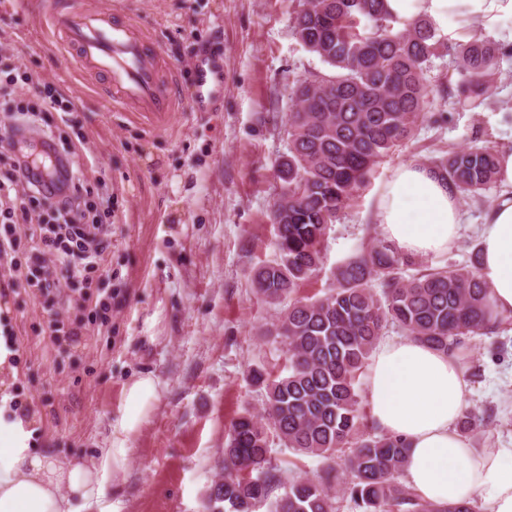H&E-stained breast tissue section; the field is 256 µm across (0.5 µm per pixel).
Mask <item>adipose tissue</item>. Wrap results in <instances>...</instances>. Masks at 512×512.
<instances>
[{
  "label": "adipose tissue",
  "instance_id": "adipose-tissue-1",
  "mask_svg": "<svg viewBox=\"0 0 512 512\" xmlns=\"http://www.w3.org/2000/svg\"><path fill=\"white\" fill-rule=\"evenodd\" d=\"M393 16L432 20L438 36L455 41L480 25L494 30L512 15V0H384ZM503 192L480 231L479 273L494 307L512 311V150L498 153ZM381 236L416 257L447 251L461 230V202L427 165L396 167L381 188L374 214ZM371 420L409 445L405 481L437 505L479 502L484 512H512V447L476 448L458 429L469 385L456 359L408 337H389L375 348L368 368ZM159 400L149 373L125 387L124 406L112 425L109 447L90 460H59L38 452L33 431L10 395L0 396V512H119L110 476L130 461L127 443Z\"/></svg>",
  "mask_w": 512,
  "mask_h": 512
}]
</instances>
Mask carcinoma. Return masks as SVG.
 I'll use <instances>...</instances> for the list:
<instances>
[{"instance_id":"obj_1","label":"carcinoma","mask_w":512,"mask_h":512,"mask_svg":"<svg viewBox=\"0 0 512 512\" xmlns=\"http://www.w3.org/2000/svg\"><path fill=\"white\" fill-rule=\"evenodd\" d=\"M294 31L300 44L333 69L291 85L288 155L281 173L288 194L274 205L277 255L253 274L255 293L280 307L263 332L284 346V371H249L263 391L264 415L249 411L230 426L224 483L210 512H477V506L429 503L402 481L407 443L368 429L359 383L390 325L435 350L459 354L473 341L512 325L494 310L478 262L432 266L373 238L336 265L320 297L298 295L322 264L329 226L383 160L407 144L425 118L426 70L445 42L424 18L387 14L382 0H307ZM458 79L447 95L461 109L483 108L501 44L475 32L454 48ZM490 146L441 154L432 166L460 198L495 187ZM483 414L468 409L460 429L474 434ZM279 442L322 465L315 478L274 463ZM346 472L336 489V461Z\"/></svg>"}]
</instances>
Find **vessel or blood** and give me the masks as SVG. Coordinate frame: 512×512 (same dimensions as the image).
<instances>
[{
  "mask_svg": "<svg viewBox=\"0 0 512 512\" xmlns=\"http://www.w3.org/2000/svg\"><path fill=\"white\" fill-rule=\"evenodd\" d=\"M51 28L63 46L76 48L72 62L83 74L108 75L112 98L156 125H165L176 110L174 74L148 34L132 16L113 20L97 6H49ZM194 111L208 110L224 93V62L204 54L194 69Z\"/></svg>",
  "mask_w": 512,
  "mask_h": 512,
  "instance_id": "b4317fda",
  "label": "vessel or blood"
}]
</instances>
